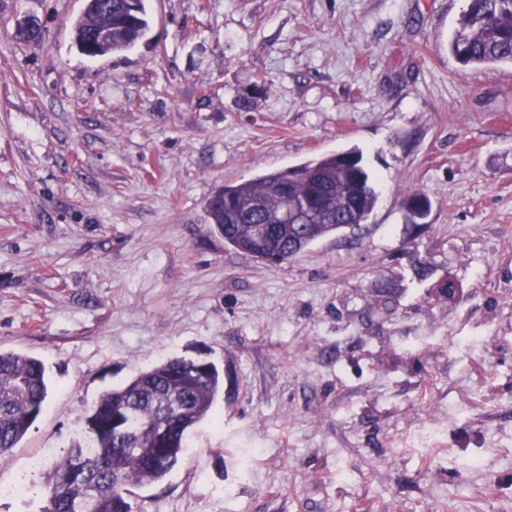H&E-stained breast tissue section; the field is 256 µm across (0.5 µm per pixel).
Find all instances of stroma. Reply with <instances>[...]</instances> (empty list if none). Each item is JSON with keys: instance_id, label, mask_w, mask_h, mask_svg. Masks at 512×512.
I'll list each match as a JSON object with an SVG mask.
<instances>
[{"instance_id": "35a3bbf8", "label": "stroma", "mask_w": 512, "mask_h": 512, "mask_svg": "<svg viewBox=\"0 0 512 512\" xmlns=\"http://www.w3.org/2000/svg\"><path fill=\"white\" fill-rule=\"evenodd\" d=\"M83 5L0 0V351L53 382L0 484L41 485L102 391L182 355L223 374L222 425L133 512H512V66L449 50L468 0H145L97 59ZM350 149L362 228L271 265L211 224L225 185ZM107 3L106 10L112 14L99 11L96 7L100 1H92L82 12L74 28V40L79 41L85 30L91 27L105 26L112 23V47L105 48V52L113 53L125 51L135 45L144 35L148 27L144 0H111ZM111 32L109 29H99L92 37L79 41L78 49L87 57L97 58L103 55L100 51L101 44L109 41Z\"/></svg>"}]
</instances>
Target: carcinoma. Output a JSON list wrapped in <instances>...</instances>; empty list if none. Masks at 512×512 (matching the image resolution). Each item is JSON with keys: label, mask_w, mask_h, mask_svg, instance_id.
I'll use <instances>...</instances> for the list:
<instances>
[{"label": "carcinoma", "mask_w": 512, "mask_h": 512, "mask_svg": "<svg viewBox=\"0 0 512 512\" xmlns=\"http://www.w3.org/2000/svg\"><path fill=\"white\" fill-rule=\"evenodd\" d=\"M92 0L75 24L74 40L91 27L112 25L114 53L135 45L148 27L144 0H112V14ZM464 65L512 64V0H469L449 43ZM349 150L275 170L224 186L221 203L208 209L211 223L235 251L269 263H282L317 240L355 229L374 210L378 195L371 178L359 167L355 178ZM288 188L283 194L281 187ZM299 212L287 224L272 225L262 238L261 225L286 203ZM397 290H378L377 307L391 311ZM45 363L14 351L0 352V455L16 447L41 415L50 396ZM224 380L215 364L172 357L138 372L122 386L100 395L84 419L80 440L55 463L39 488V512H132L134 490L162 481L189 448L188 434L196 425H220L217 397ZM136 425L166 420L170 439L159 447L145 434L133 438L118 431V418Z\"/></svg>", "instance_id": "1"}]
</instances>
